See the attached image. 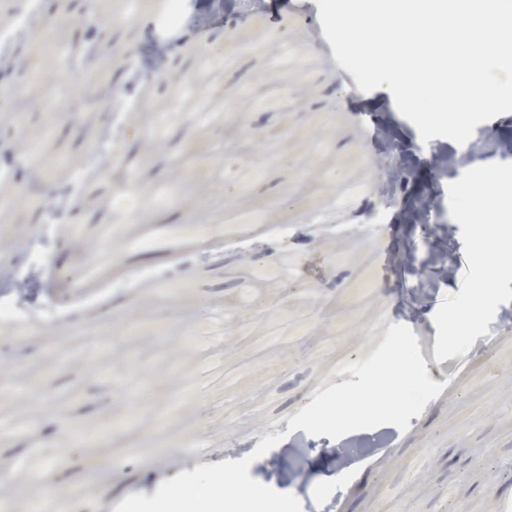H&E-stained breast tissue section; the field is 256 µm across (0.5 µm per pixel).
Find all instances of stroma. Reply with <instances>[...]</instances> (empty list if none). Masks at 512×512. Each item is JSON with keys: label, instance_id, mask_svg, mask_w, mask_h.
<instances>
[{"label": "stroma", "instance_id": "1", "mask_svg": "<svg viewBox=\"0 0 512 512\" xmlns=\"http://www.w3.org/2000/svg\"><path fill=\"white\" fill-rule=\"evenodd\" d=\"M167 2L141 0L131 16L124 0H43L17 67L0 71V169L12 171L0 180V267L19 254L7 241L12 228L44 227L42 197L69 185L111 122L102 104L88 103L92 91L108 83L113 99L131 104L107 168L85 179L33 278L30 302L59 319L0 324V361L15 366L0 373V418L26 421L22 434L0 436V512H30L52 494L61 512H114L127 496H153L162 482L243 458L277 434L249 474L294 494L301 512H512V302L466 354L440 362L433 322L462 284L440 275L441 257L466 260L447 186L471 167L512 163V113L479 124L463 145L422 142L387 88L360 91L315 48L314 0L278 9L272 0H192L191 16L222 23L203 40L181 24L157 73L129 81ZM51 39L68 56L54 54ZM282 41L292 50L272 65ZM91 45L109 66L84 74L74 63ZM210 56L221 65L207 66ZM34 65L36 80L27 76ZM187 80L202 84L222 124L197 131V105L187 101L167 139L150 146L151 125ZM280 86L287 102L273 97ZM365 119L388 125L389 142L365 144ZM206 137L223 152L197 157ZM444 156L454 160L446 170L434 164ZM396 158L398 203L383 212L374 171ZM113 168L144 192L197 173L194 200L176 195L162 214L119 211ZM428 197L436 221L423 224L413 206ZM197 205L213 244L186 221ZM332 205L349 231L314 234L307 214ZM256 213L262 223H250ZM145 235L154 250L133 249ZM245 282L258 305L225 314ZM215 315V335L185 346L181 327ZM397 323L411 327L443 389L407 432L357 431L366 452L338 463L337 440L290 430L289 420L352 380L345 364L367 360ZM32 378L38 392L12 393ZM299 454L294 475L287 464ZM52 455L56 464L31 474L30 458Z\"/></svg>", "mask_w": 512, "mask_h": 512}]
</instances>
